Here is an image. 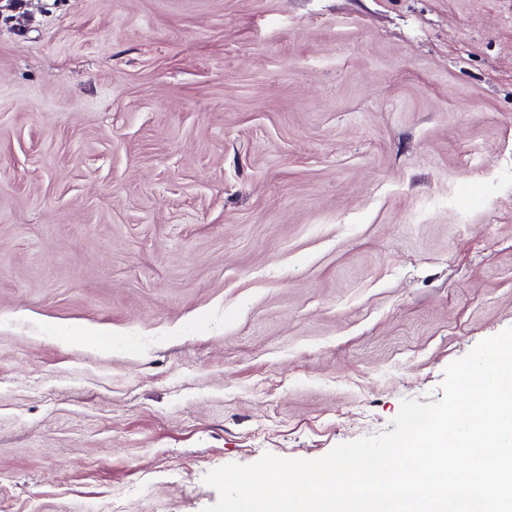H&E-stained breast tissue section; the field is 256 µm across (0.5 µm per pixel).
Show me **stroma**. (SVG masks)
<instances>
[{
	"label": "stroma",
	"instance_id": "stroma-1",
	"mask_svg": "<svg viewBox=\"0 0 512 512\" xmlns=\"http://www.w3.org/2000/svg\"><path fill=\"white\" fill-rule=\"evenodd\" d=\"M509 327L512 0L0 12V512H203Z\"/></svg>",
	"mask_w": 512,
	"mask_h": 512
}]
</instances>
